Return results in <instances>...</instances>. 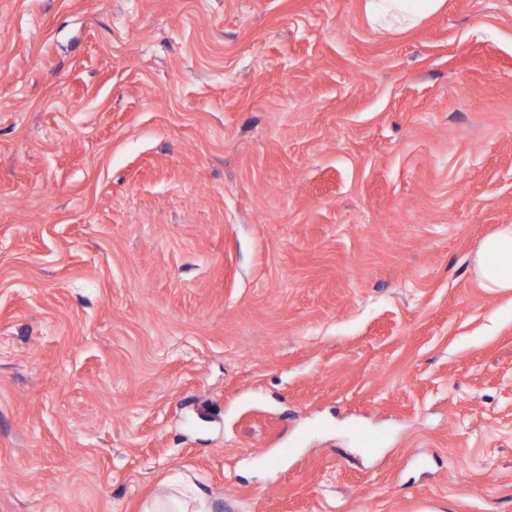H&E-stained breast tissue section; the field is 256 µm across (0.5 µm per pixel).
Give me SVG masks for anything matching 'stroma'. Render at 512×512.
Listing matches in <instances>:
<instances>
[{
    "label": "stroma",
    "instance_id": "stroma-1",
    "mask_svg": "<svg viewBox=\"0 0 512 512\" xmlns=\"http://www.w3.org/2000/svg\"><path fill=\"white\" fill-rule=\"evenodd\" d=\"M363 2L0 0V512H512V0ZM446 0H364L371 25L378 29H402L419 25L444 8ZM473 266L482 288L492 292L512 289V224H502L478 246ZM191 508L185 507L182 500L174 496L158 497L148 505L146 512H211L210 503L201 495L191 491Z\"/></svg>",
    "mask_w": 512,
    "mask_h": 512
}]
</instances>
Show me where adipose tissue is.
<instances>
[{
	"label": "adipose tissue",
	"instance_id": "obj_1",
	"mask_svg": "<svg viewBox=\"0 0 512 512\" xmlns=\"http://www.w3.org/2000/svg\"><path fill=\"white\" fill-rule=\"evenodd\" d=\"M446 0H364L371 25L402 29L419 25L441 11ZM473 266L481 287L492 292L512 289V224H503L478 246Z\"/></svg>",
	"mask_w": 512,
	"mask_h": 512
}]
</instances>
